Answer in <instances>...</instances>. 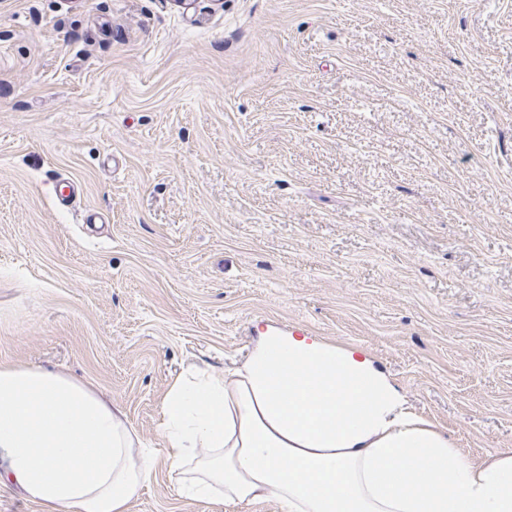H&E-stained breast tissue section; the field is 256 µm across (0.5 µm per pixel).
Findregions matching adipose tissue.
Wrapping results in <instances>:
<instances>
[{"label": "adipose tissue", "instance_id": "adipose-tissue-1", "mask_svg": "<svg viewBox=\"0 0 512 512\" xmlns=\"http://www.w3.org/2000/svg\"><path fill=\"white\" fill-rule=\"evenodd\" d=\"M224 370L188 367L160 451L82 381L0 364V485L45 512H127L164 460L178 495L279 512H512V449L461 458L362 349L257 320Z\"/></svg>", "mask_w": 512, "mask_h": 512}]
</instances>
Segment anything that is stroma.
Returning <instances> with one entry per match:
<instances>
[{"label":"stroma","instance_id":"obj_1","mask_svg":"<svg viewBox=\"0 0 512 512\" xmlns=\"http://www.w3.org/2000/svg\"><path fill=\"white\" fill-rule=\"evenodd\" d=\"M257 318L365 350L467 460L512 448V0H0V363L156 450ZM128 512L278 509L160 462Z\"/></svg>","mask_w":512,"mask_h":512}]
</instances>
